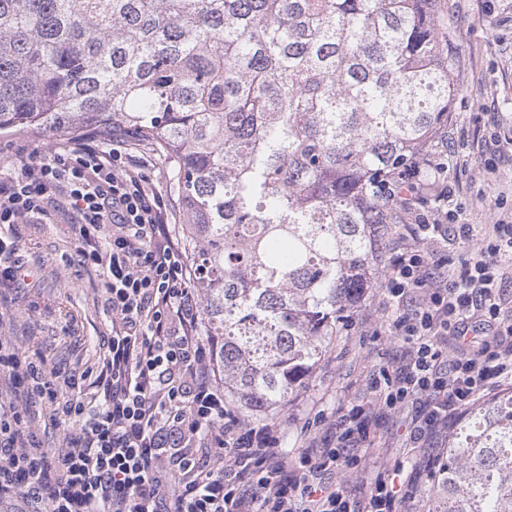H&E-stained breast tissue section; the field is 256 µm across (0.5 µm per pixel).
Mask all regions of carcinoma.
<instances>
[{
	"mask_svg": "<svg viewBox=\"0 0 512 512\" xmlns=\"http://www.w3.org/2000/svg\"><path fill=\"white\" fill-rule=\"evenodd\" d=\"M446 15L439 0H0V133L122 126L165 151L224 396L244 420L279 413L383 278L400 175L431 178L454 92ZM441 485L428 512H512V387L452 433Z\"/></svg>",
	"mask_w": 512,
	"mask_h": 512,
	"instance_id": "1",
	"label": "carcinoma"
}]
</instances>
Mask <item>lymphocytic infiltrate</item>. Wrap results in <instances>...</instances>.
<instances>
[{
	"label": "lymphocytic infiltrate",
	"instance_id": "obj_1",
	"mask_svg": "<svg viewBox=\"0 0 512 512\" xmlns=\"http://www.w3.org/2000/svg\"><path fill=\"white\" fill-rule=\"evenodd\" d=\"M141 168L115 133L106 148L75 139L67 155L0 181V224L41 220L57 198L70 206L78 255L98 271L112 315L101 393L91 399L79 377H46L0 336V377L10 389L0 395V501L29 512H398L414 496L413 480L360 455L369 440L362 423L415 405L405 440L432 445L419 468L433 478L444 469L437 447L451 424L512 382V323L502 315L512 223L494 224L479 259L457 274L442 248L452 236L471 239V225H449L443 211L405 225L388 247L381 283L404 357L382 371L375 399L338 416L330 440L290 457L278 446L281 421H242L225 398L201 335L195 273ZM61 387L73 396L62 410L69 446L56 454L24 411ZM342 465L374 470L363 497L325 481Z\"/></svg>",
	"mask_w": 512,
	"mask_h": 512
}]
</instances>
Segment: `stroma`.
Segmentation results:
<instances>
[{"label":"stroma","instance_id":"obj_1","mask_svg":"<svg viewBox=\"0 0 512 512\" xmlns=\"http://www.w3.org/2000/svg\"><path fill=\"white\" fill-rule=\"evenodd\" d=\"M448 6L460 57L452 74L458 92L448 134L437 144L434 174L448 190L449 223L472 225L480 237L489 224L512 214V0H448ZM72 137L68 130L26 128L0 135V178L19 172L30 153L50 160ZM130 145L132 155L147 159L144 172L159 189L170 223H179L174 172L164 151L135 138ZM48 211L30 224H0V239L16 244L12 260L31 282L27 288H0V335L11 339L21 357L42 363L46 373L85 372L93 379L112 334V315L96 272L79 261L71 210L57 202ZM399 356L381 293L372 290L353 327L333 338L309 384L288 406L281 447L294 454L306 436L330 435L340 412L370 398L379 369L395 367ZM68 398L63 392L56 404L31 406L33 429L55 451L67 446L57 419ZM403 421L397 414L370 423L374 443L366 456L392 466L421 456V449L407 447Z\"/></svg>","mask_w":512,"mask_h":512}]
</instances>
